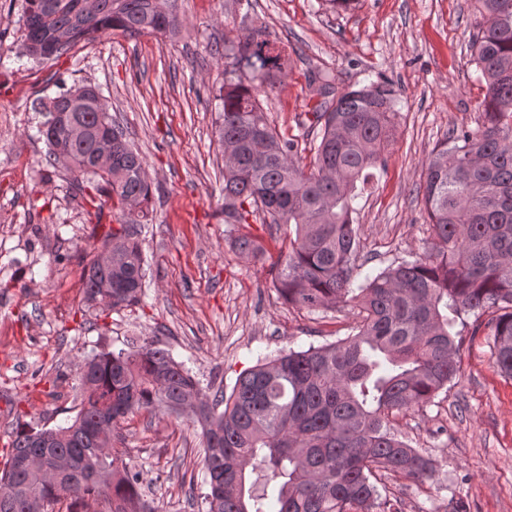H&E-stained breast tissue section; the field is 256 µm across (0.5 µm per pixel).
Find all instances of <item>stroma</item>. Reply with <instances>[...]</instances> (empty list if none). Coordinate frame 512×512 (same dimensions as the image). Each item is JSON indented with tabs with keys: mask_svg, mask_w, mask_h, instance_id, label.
Here are the masks:
<instances>
[{
	"mask_svg": "<svg viewBox=\"0 0 512 512\" xmlns=\"http://www.w3.org/2000/svg\"><path fill=\"white\" fill-rule=\"evenodd\" d=\"M24 0H0V465L15 432L71 422L83 359L154 340L206 393L231 391L258 359L351 334L353 309L308 311L272 285L293 230L250 217L265 252L246 257L224 221V148L216 132L224 42L266 27L284 61L280 83L259 99L271 126L309 163L319 143L309 85L328 73L336 89L378 74L397 90V130L384 165L353 215L367 273L424 254L431 242L420 187L433 148L476 127L485 87L469 48L470 0H176L182 23L170 38L107 32L48 62L15 43ZM76 83L98 86L113 118L146 162L147 217H134L146 276L139 303L100 312L83 300L82 275L116 225L110 200L76 194L64 164L46 166L40 100ZM459 376L423 407L394 417L399 436L429 458L433 480L389 476L402 512H512V378L493 364L489 339L462 327ZM113 448L139 471L158 512H192L204 492L201 429L189 417L140 412Z\"/></svg>",
	"mask_w": 512,
	"mask_h": 512,
	"instance_id": "obj_1",
	"label": "stroma"
}]
</instances>
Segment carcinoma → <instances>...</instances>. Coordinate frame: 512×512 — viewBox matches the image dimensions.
<instances>
[{
	"label": "carcinoma",
	"instance_id": "cac0c4a2",
	"mask_svg": "<svg viewBox=\"0 0 512 512\" xmlns=\"http://www.w3.org/2000/svg\"><path fill=\"white\" fill-rule=\"evenodd\" d=\"M83 0H25L17 40L41 31L72 30L69 41L42 57L56 60L78 42L117 31L173 33L172 0H94V12L76 13ZM472 62L485 82L481 121L454 128L424 163L422 195L434 242L413 261L388 266L354 285L358 229L352 213L358 184L383 160L395 131L396 91L388 80L337 91L331 77L311 76L323 98L313 110L320 141L302 165L293 141L279 136L259 100L261 86L282 72L276 43L262 27L237 43L224 42V223L244 224L261 212L273 224L295 225L272 279L284 302L310 311L352 304L355 334L260 361L239 374L230 395L213 398L169 351L152 340L85 360L81 400L66 427L15 433L0 469V512H155L143 499L139 474L102 440L147 410L192 413L202 430L201 464L206 512H400L374 478L434 477L430 460L401 440L392 418L414 411L459 376L457 325L489 309L500 314L483 328L497 369L512 377V0H474ZM74 86L41 112H65ZM111 114L73 113L88 133L75 138L61 127L46 139L48 158L72 154V182L112 200L122 214L133 204L147 216L152 187L141 154L112 140V173L89 168L93 128ZM112 269L92 259L83 272L88 304L110 311L139 300L145 278L136 225L125 221L107 235ZM238 250H262L249 234ZM112 281V288L103 284ZM475 326V329L482 328ZM273 486L275 503L258 494L250 475Z\"/></svg>",
	"mask_w": 512,
	"mask_h": 512
}]
</instances>
